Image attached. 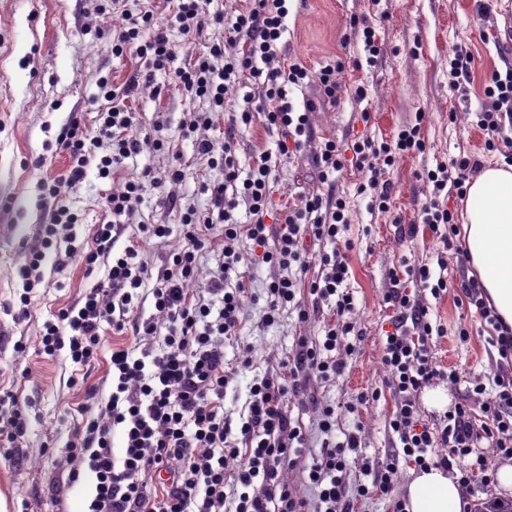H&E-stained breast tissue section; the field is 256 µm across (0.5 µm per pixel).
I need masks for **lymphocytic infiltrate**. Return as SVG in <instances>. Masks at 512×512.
Wrapping results in <instances>:
<instances>
[{
    "label": "lymphocytic infiltrate",
    "mask_w": 512,
    "mask_h": 512,
    "mask_svg": "<svg viewBox=\"0 0 512 512\" xmlns=\"http://www.w3.org/2000/svg\"><path fill=\"white\" fill-rule=\"evenodd\" d=\"M287 2L249 0L248 11L228 19L222 12H209L205 0H167L165 19L148 9L114 29L112 53L120 56L132 49L153 69L174 68L183 90L209 102L210 111L184 127L188 137H195L197 127L211 126L213 114L225 107L229 86L243 78L250 80L272 107L256 115L251 97H244L240 110L229 117L230 126H248L262 118L265 128L278 137L280 155L291 156L313 136L308 114L313 104L304 102L302 111H294L288 100L292 87L315 77L323 97L332 102L339 86L335 66H324L312 75L301 64L282 61L277 45L287 30ZM211 24L225 26L229 41L241 44V51L228 55L223 43L211 42L188 67H174L169 29L176 27L198 38ZM485 93L487 102L476 114L477 125L486 135L485 147L505 148L512 157V137L506 133L507 125H512V70L493 72ZM103 97L108 106L100 114L97 129H87L73 112L56 138L69 157V166L59 178L41 185L44 199L51 202L49 222L43 227L41 247L28 252L17 271L23 288L18 313L23 316L43 281L47 257H54L59 265L80 260L90 273L98 264L106 266L103 279L78 304L60 309L55 319L44 322L40 353L50 357L64 353L74 364L89 366L103 349V324L132 330V343L112 350L111 392L87 390L85 418L66 443V456L75 463L68 474L70 483L79 481L83 462L95 476L90 512H353L355 500L369 491L388 492L403 460L422 470L458 469L459 482L469 492L494 484L496 473L488 453L512 458V327L492 308L474 276L459 280L458 301L476 309L488 328V344L506 362L493 388L474 382L467 397L449 407L436 425L424 422L418 405L424 387L436 379L457 383L460 374L438 368L429 354L433 325L425 301L392 286L386 301L398 316L393 332L386 335L382 361L398 397L389 426L398 436L400 450L382 461L363 459L362 469L372 482L349 489L344 475L352 457L360 456L361 440L353 431L337 440L336 410L327 406L318 422L325 435L322 452L313 461L305 459L303 428L288 414L287 405L303 396L310 378L326 382L343 372L345 364L335 356L337 347L355 349L348 341L352 326L345 319L354 310L355 300L341 288L348 265L339 251L319 252L320 277L308 282L301 278L309 266V244L335 243L346 222V203L334 191L336 174L344 167L335 141L324 142L314 156L318 179L327 185V193L301 195L298 204L281 211L275 227L266 222L271 204L269 155L260 154L244 175L235 160L232 137L195 138L198 153L211 166L223 169L224 178L209 186L210 209H184L181 243L168 254L166 269L152 288L153 317L137 316L148 278L140 247L117 245L121 217L133 215L141 202L140 181L129 180L123 190L105 196L104 208L112 220L93 225L88 249L58 252L60 227L78 221L59 202L63 190L81 183L92 165L99 178H110L124 159L142 149L133 113L116 106V91L104 89ZM424 149L417 123L402 126L391 144L369 139L354 143L357 167L370 173L360 193H375L379 209H386L391 191L383 178L387 167L401 153ZM479 167L478 159L466 156L450 167L437 165L427 171L426 179L435 192L449 187L462 197ZM232 186L238 187V197H227ZM241 200L247 202L251 216L246 224L233 215ZM216 229L224 240L223 258L203 283L205 292L217 299L212 305L190 296L188 286L198 281V256ZM242 241L247 242L254 262L284 271L267 287L266 325L275 324L288 307L299 320H307L310 309L299 298L303 290L314 303H333L337 319L325 325L323 340L299 338L278 373L254 378L247 412L235 421L224 411V394L236 374L224 358V342L236 335L240 324L245 284L232 285L228 279L240 261L235 246ZM149 337L160 338V346H147ZM118 428L123 431V451L117 456L112 452V436ZM290 469L300 470L303 481L315 488L316 510H309L307 500L289 481ZM161 474L166 477L161 494L148 495L150 478Z\"/></svg>",
    "instance_id": "f902f5d3"
}]
</instances>
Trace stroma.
<instances>
[{
    "mask_svg": "<svg viewBox=\"0 0 512 512\" xmlns=\"http://www.w3.org/2000/svg\"><path fill=\"white\" fill-rule=\"evenodd\" d=\"M148 6L158 16L167 14L166 0H122L119 10L111 13L100 12L96 0H0V394L15 391L25 402L29 419L18 447H0L5 512H87L95 477L86 470L78 483L69 484L64 446L83 422L87 389L112 387L107 364L112 348L132 341L130 332L105 327L106 346L88 370L63 354H39L44 322L77 303L95 282L77 262L62 267L47 263L27 316L18 317L14 307L22 291L17 270L27 251L39 245L41 226L48 221L40 184L64 174L69 164L56 144L69 114L79 113L87 128H97L103 102L100 83L106 78L120 91V104L134 113L136 130L145 140L141 152L125 159L109 179L98 178L96 167H89L86 179L68 190L64 202L78 216L77 240L83 243L91 225L106 220L102 196L141 177L142 202L125 224L122 240L142 241L144 224H168L173 229L165 243L142 242L150 276L161 275L167 253L180 241V215L166 205V195L202 211L210 206L206 185L224 178L223 169L210 167L180 132L194 113L209 111L208 102L179 88L171 72L152 73L136 55L112 54L113 29ZM288 8V30L278 44L286 63L302 64L313 73L337 61L345 67L337 76L340 92L335 102L324 101L313 83L293 95L295 106L307 99L315 104L310 114L314 138L305 144L301 159L278 154L276 135L262 123L233 130L241 169H248L261 152L271 153L273 208L297 203L304 193L324 192L311 158L325 140L346 148L368 136L390 141L401 126L417 121L426 146L424 152L399 157L390 169L392 193L384 212L371 196L358 195L365 174L354 163H345L338 173L336 193L347 201L348 219L338 246L349 265L344 286L355 298L349 320L357 342L341 375L327 382L311 380L308 393L315 397V405L289 406L292 417L302 421L307 458L320 453L324 436L318 415L328 405L336 409L337 435L358 431L363 455L382 458L398 443L389 427L397 399L381 362L396 312L384 297L392 274L402 275L420 265L436 267L441 257L447 262L448 278H461L456 256L444 254L439 239L422 223L421 211L432 199L424 172L452 165L463 156L478 157L485 165L503 162L499 151L485 150L475 113L486 99L492 73L512 66V44L500 41L501 34L512 29V0H290ZM355 19L360 22L356 28L351 25ZM365 24L373 27L380 52L373 62L362 64L358 57ZM457 51L475 59L469 82L458 88L448 75V57ZM134 76L140 81L138 89L123 95ZM359 86L367 91L362 101L354 96ZM158 137L169 142V149L155 150ZM174 165L186 168L188 179L157 187L155 178ZM410 224L418 227L415 237L402 238L400 227ZM236 271L244 275L249 289L242 301L237 341L224 348L226 359L239 366L224 395V409L235 417L245 409L255 375L277 371L297 337L320 339L324 325L335 318L324 305L304 322L287 309L278 323L266 326V287L279 276V269L245 259ZM429 306L444 328L443 335L429 342L437 365L491 384L498 355L487 345L478 315L460 307L452 292L430 300ZM463 326L471 333L465 341L458 337ZM466 389L465 383L434 381L419 397L422 416L436 421ZM373 390L380 391L379 400L347 412V403Z\"/></svg>",
    "mask_w": 512,
    "mask_h": 512,
    "instance_id": "1",
    "label": "stroma"
}]
</instances>
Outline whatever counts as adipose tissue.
<instances>
[{
  "mask_svg": "<svg viewBox=\"0 0 512 512\" xmlns=\"http://www.w3.org/2000/svg\"><path fill=\"white\" fill-rule=\"evenodd\" d=\"M467 254L503 321L512 327V165L480 169L465 202ZM406 512H466L469 502L455 475L423 470L408 487Z\"/></svg>",
  "mask_w": 512,
  "mask_h": 512,
  "instance_id": "obj_1",
  "label": "adipose tissue"
}]
</instances>
